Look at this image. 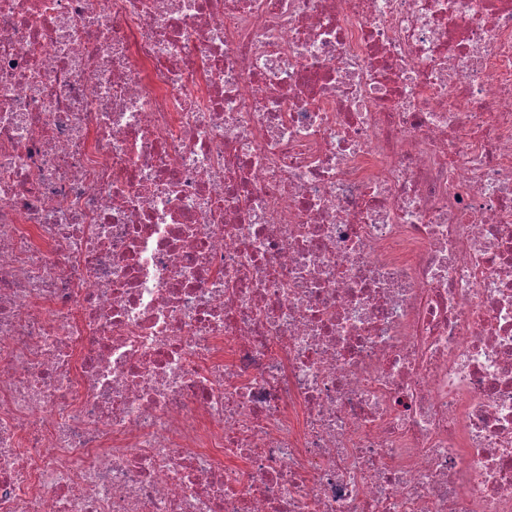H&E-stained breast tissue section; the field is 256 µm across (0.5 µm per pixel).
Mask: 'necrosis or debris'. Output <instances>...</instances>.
Returning a JSON list of instances; mask_svg holds the SVG:
<instances>
[{
    "label": "necrosis or debris",
    "instance_id": "4bbe7bcc",
    "mask_svg": "<svg viewBox=\"0 0 512 512\" xmlns=\"http://www.w3.org/2000/svg\"><path fill=\"white\" fill-rule=\"evenodd\" d=\"M0 512H512V0H0Z\"/></svg>",
    "mask_w": 512,
    "mask_h": 512
}]
</instances>
